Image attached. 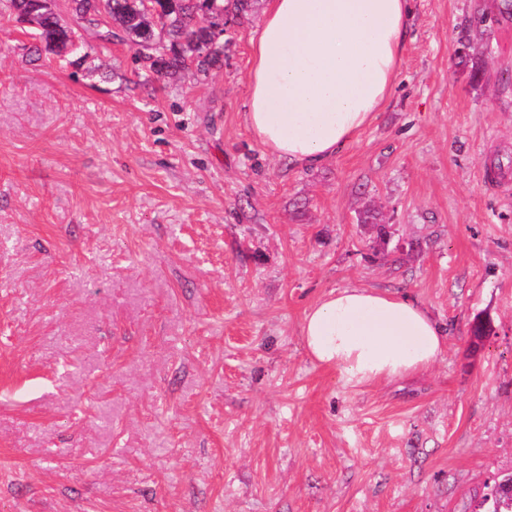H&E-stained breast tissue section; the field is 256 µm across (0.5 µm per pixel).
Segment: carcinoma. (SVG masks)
Instances as JSON below:
<instances>
[{
    "label": "carcinoma",
    "mask_w": 512,
    "mask_h": 512,
    "mask_svg": "<svg viewBox=\"0 0 512 512\" xmlns=\"http://www.w3.org/2000/svg\"><path fill=\"white\" fill-rule=\"evenodd\" d=\"M35 0H0V11L8 13L18 21L28 6ZM91 0H69L70 21L53 14L42 22L43 30L34 33L36 44L30 52L40 56L53 54V43L68 40L76 45L78 31L93 30L102 44L112 43L121 36L138 46L143 42L153 44L151 48L138 50L137 62L147 75L159 79L186 67L188 61L196 63L197 69L208 73L221 66L224 48H210L211 26L197 21V14L204 11L214 18L224 17L230 11L237 18L248 12L250 0H159L161 5L160 28L141 14L139 0H112V9L106 19L88 15ZM483 512H512V499L486 496L480 503Z\"/></svg>",
    "instance_id": "obj_1"
}]
</instances>
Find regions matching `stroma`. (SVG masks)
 Segmentation results:
<instances>
[{"label":"stroma","instance_id":"obj_1","mask_svg":"<svg viewBox=\"0 0 512 512\" xmlns=\"http://www.w3.org/2000/svg\"><path fill=\"white\" fill-rule=\"evenodd\" d=\"M497 4L415 0L388 102L316 168L245 126L266 0L221 68L148 84L130 41L33 60L0 19V512H474L512 474ZM350 287L420 303L444 353L376 384L313 363L304 314Z\"/></svg>","mask_w":512,"mask_h":512}]
</instances>
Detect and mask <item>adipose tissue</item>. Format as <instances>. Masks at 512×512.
Listing matches in <instances>:
<instances>
[{
	"mask_svg": "<svg viewBox=\"0 0 512 512\" xmlns=\"http://www.w3.org/2000/svg\"><path fill=\"white\" fill-rule=\"evenodd\" d=\"M413 0H266L250 40L246 125L275 159L315 167L353 142L390 96ZM307 354L359 383L431 367L448 345L418 302L365 288L330 291L306 313Z\"/></svg>",
	"mask_w": 512,
	"mask_h": 512,
	"instance_id": "ef3b65f1",
	"label": "adipose tissue"
}]
</instances>
